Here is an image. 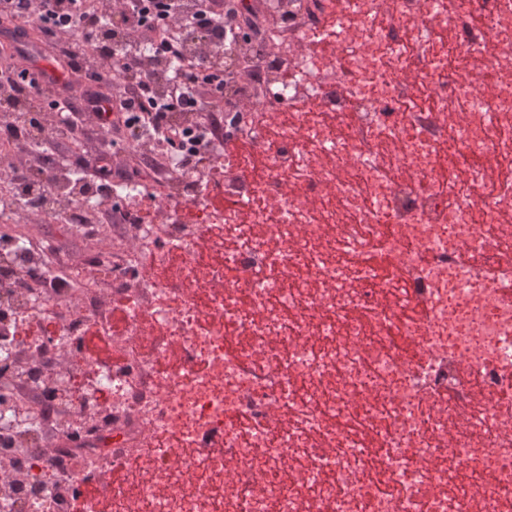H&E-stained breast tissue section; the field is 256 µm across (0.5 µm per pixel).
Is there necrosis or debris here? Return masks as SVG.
I'll return each mask as SVG.
<instances>
[{
    "mask_svg": "<svg viewBox=\"0 0 512 512\" xmlns=\"http://www.w3.org/2000/svg\"><path fill=\"white\" fill-rule=\"evenodd\" d=\"M188 47L237 78L132 143L150 178L0 197V512H512V0H266ZM25 215L112 246L62 292Z\"/></svg>",
    "mask_w": 512,
    "mask_h": 512,
    "instance_id": "obj_1",
    "label": "necrosis or debris"
}]
</instances>
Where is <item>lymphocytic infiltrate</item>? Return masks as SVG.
Masks as SVG:
<instances>
[{"label": "lymphocytic infiltrate", "instance_id": "f902f5d3", "mask_svg": "<svg viewBox=\"0 0 512 512\" xmlns=\"http://www.w3.org/2000/svg\"><path fill=\"white\" fill-rule=\"evenodd\" d=\"M158 7L167 16V24L140 29L136 23L143 13L141 0H123L114 18L102 13L98 0H0V21L13 25L14 42L9 49L15 52L30 20L44 15L54 18L55 27L48 35L58 58L66 68L84 74L85 82L76 94L68 82L37 75L30 82V94L40 100L65 102L71 111L81 113L96 111L103 95H111L112 115L101 130L102 146L107 149L129 139L131 128L125 114L132 106H139L143 121L154 123L161 112L176 105L193 106L196 98L215 96L224 87L223 74L198 77L200 61L184 55L181 36L188 29L208 31L220 26L233 12L231 0H199L190 16L183 13L180 0H160ZM117 18L128 28L138 29L141 40L153 44L177 65L166 101H158L153 94L158 71L135 67L131 50L111 43V27Z\"/></svg>", "mask_w": 512, "mask_h": 512}]
</instances>
